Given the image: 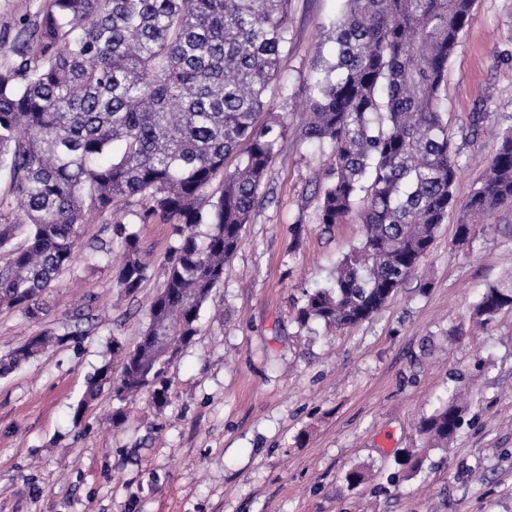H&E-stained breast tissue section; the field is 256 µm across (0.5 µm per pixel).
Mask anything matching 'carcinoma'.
Segmentation results:
<instances>
[{"label": "carcinoma", "instance_id": "obj_1", "mask_svg": "<svg viewBox=\"0 0 512 512\" xmlns=\"http://www.w3.org/2000/svg\"><path fill=\"white\" fill-rule=\"evenodd\" d=\"M329 23L333 54L319 53L305 81L298 137L329 150V182L318 221L354 216L358 246L327 287L305 294L299 321L351 328L372 317L429 253L456 204L458 147L444 117L448 63L474 0H340ZM291 0H44L0 65V309L29 320L41 295L80 261L92 213L112 225L122 262L119 291L136 294L151 276L137 233L174 224L163 287L152 301L120 374L89 379L119 407L155 385L166 399L167 360L150 337L185 346L202 308L224 280L263 188L278 141L288 134L289 85L275 84L291 46ZM236 155L234 170L227 159ZM219 193L212 192L215 181ZM512 207V128L488 160L487 176L463 206L458 235ZM211 230L202 235L198 226ZM512 309V283L481 292L475 315L489 324ZM38 333L0 356V376L54 343ZM455 397L421 418L418 432L448 449L463 421Z\"/></svg>", "mask_w": 512, "mask_h": 512}]
</instances>
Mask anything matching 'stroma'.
Instances as JSON below:
<instances>
[{"instance_id":"obj_1","label":"stroma","mask_w":512,"mask_h":512,"mask_svg":"<svg viewBox=\"0 0 512 512\" xmlns=\"http://www.w3.org/2000/svg\"><path fill=\"white\" fill-rule=\"evenodd\" d=\"M340 0H292L291 132L202 312L198 333L166 370L165 403L145 389L119 427L103 390L73 422L88 378L119 370L113 340L134 345L164 282L171 224L130 218L151 263L139 292L116 268L77 265L29 320L0 309V355L61 331L90 305L98 325L0 376V512H512V310L480 324L483 288L512 281V209L459 238L462 207L512 126V0H475L448 64L452 133L484 119L461 148L456 205L420 266L370 319L351 329L300 325L304 290L327 285L360 238L354 219L317 220L328 157L295 133L304 79ZM467 396L449 449H423L421 417L455 391ZM425 451L424 470L390 484L396 459ZM365 470L349 486L348 470Z\"/></svg>"}]
</instances>
